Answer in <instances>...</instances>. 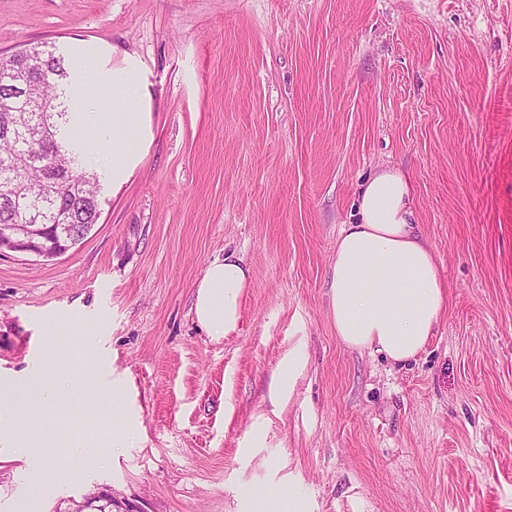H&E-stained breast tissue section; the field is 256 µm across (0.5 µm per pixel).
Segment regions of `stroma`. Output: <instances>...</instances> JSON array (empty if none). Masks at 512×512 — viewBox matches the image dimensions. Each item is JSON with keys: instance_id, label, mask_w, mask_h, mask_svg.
Masks as SVG:
<instances>
[{"instance_id": "obj_1", "label": "stroma", "mask_w": 512, "mask_h": 512, "mask_svg": "<svg viewBox=\"0 0 512 512\" xmlns=\"http://www.w3.org/2000/svg\"><path fill=\"white\" fill-rule=\"evenodd\" d=\"M41 42L135 75L145 137L81 243L0 251V374L92 365L136 428L99 466L69 447L95 392L60 431L28 403L45 464L0 443V512L102 486L145 512H512V0H0V52ZM387 166L446 292L404 364L329 316ZM230 254L249 283L217 338L196 284Z\"/></svg>"}]
</instances>
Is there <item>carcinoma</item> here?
I'll list each match as a JSON object with an SVG mask.
<instances>
[{
    "label": "carcinoma",
    "mask_w": 512,
    "mask_h": 512,
    "mask_svg": "<svg viewBox=\"0 0 512 512\" xmlns=\"http://www.w3.org/2000/svg\"><path fill=\"white\" fill-rule=\"evenodd\" d=\"M31 87L0 81V224H43L60 234L87 236L100 217L101 180L84 165L81 113L69 111L72 65L42 44L27 48Z\"/></svg>",
    "instance_id": "1"
}]
</instances>
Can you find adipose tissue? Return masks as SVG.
<instances>
[{"instance_id":"ef3b65f1","label":"adipose tissue","mask_w":512,"mask_h":512,"mask_svg":"<svg viewBox=\"0 0 512 512\" xmlns=\"http://www.w3.org/2000/svg\"><path fill=\"white\" fill-rule=\"evenodd\" d=\"M137 80L112 78V136L103 141L113 178L137 156L143 141ZM412 187L399 170L384 168L358 198L357 223L342 225L330 268V314L347 347L371 350L402 363L426 345L445 302L440 269L428 241L412 222ZM249 270L235 256L213 261L197 285L195 314L216 336L235 330ZM73 386L63 375L38 373L0 379V396L23 394L54 410Z\"/></svg>"}]
</instances>
